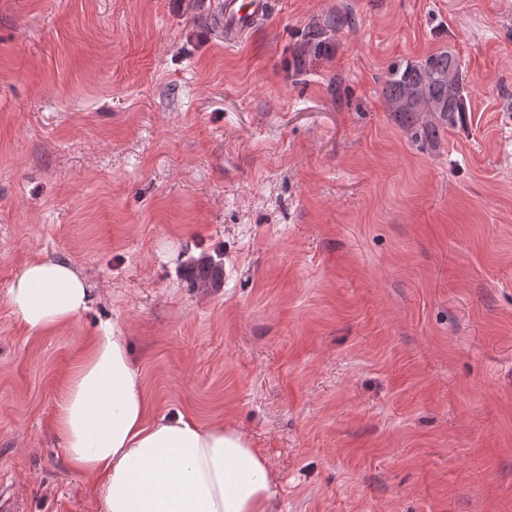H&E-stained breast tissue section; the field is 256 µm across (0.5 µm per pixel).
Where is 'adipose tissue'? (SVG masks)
<instances>
[{
    "instance_id": "obj_1",
    "label": "adipose tissue",
    "mask_w": 512,
    "mask_h": 512,
    "mask_svg": "<svg viewBox=\"0 0 512 512\" xmlns=\"http://www.w3.org/2000/svg\"><path fill=\"white\" fill-rule=\"evenodd\" d=\"M18 322L40 333L89 310L93 292L69 260L27 264L7 291ZM69 466L96 481L101 512H275L267 459L238 430L149 413L127 336L102 323L57 405Z\"/></svg>"
}]
</instances>
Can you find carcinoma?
<instances>
[{"label": "carcinoma", "mask_w": 512, "mask_h": 512, "mask_svg": "<svg viewBox=\"0 0 512 512\" xmlns=\"http://www.w3.org/2000/svg\"><path fill=\"white\" fill-rule=\"evenodd\" d=\"M347 22L348 17L338 15L328 18L323 25L309 26L304 33L302 52L321 51L327 32ZM382 84L388 111L414 142L433 141L439 127L455 126L468 111L465 76L450 50L434 52L420 63H395ZM191 275L199 288H219L224 280L223 262L204 255L191 266Z\"/></svg>", "instance_id": "1"}]
</instances>
